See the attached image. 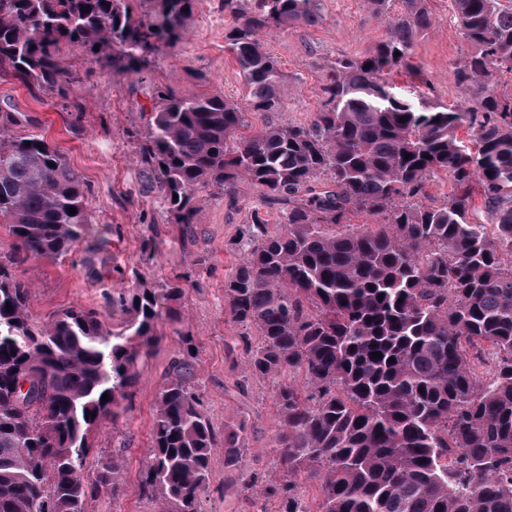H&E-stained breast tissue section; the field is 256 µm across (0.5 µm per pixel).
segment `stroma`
<instances>
[{
  "mask_svg": "<svg viewBox=\"0 0 512 512\" xmlns=\"http://www.w3.org/2000/svg\"><path fill=\"white\" fill-rule=\"evenodd\" d=\"M426 6L433 26L418 39L414 52L421 90L446 105L463 103L466 92L457 70L469 46L450 0H427ZM318 15L310 27L263 33L266 51L284 74V108L273 115L247 111L244 134L255 133L270 121L310 123L325 106L322 87L338 60L367 54L387 31L385 21L370 13L364 0H319ZM231 24L224 0H198L184 40L165 49L155 67L128 78L113 76L81 52L65 51V61L77 70L78 80L64 98L0 76V108L25 113L33 131L65 153L84 180L94 218L79 257L54 263L30 260L15 266L13 273L31 289L35 318L43 321L79 304L102 310L115 326L123 324L126 315L106 305L111 289L138 276L150 282L179 277L184 289L183 329L199 348L195 387L217 434L209 488L200 508L274 512L273 502L248 496L243 482L229 479L224 469L225 427L247 421L245 456L250 470L260 476L277 470L271 441L278 430L271 384L252 377L237 346L245 330L225 310L224 279L237 263L226 246L254 207L263 206L272 224L280 223L281 212L264 205L261 189L243 180L234 198L204 194L200 223L182 229L170 222L156 176L136 156L157 88L186 95L206 86L222 92L228 101L243 102L245 87L238 67L224 50V30ZM177 353L176 338L164 337L142 365L138 390L125 401L116 424L99 429L92 454L117 456L124 479L114 491L89 498L86 512H159L158 501L140 495L138 479L150 446L156 392Z\"/></svg>",
  "mask_w": 512,
  "mask_h": 512,
  "instance_id": "obj_1",
  "label": "stroma"
}]
</instances>
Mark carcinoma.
Instances as JSON below:
<instances>
[{
	"mask_svg": "<svg viewBox=\"0 0 512 512\" xmlns=\"http://www.w3.org/2000/svg\"><path fill=\"white\" fill-rule=\"evenodd\" d=\"M197 2L0 0V75L63 97L66 47L115 76L143 72L184 39ZM317 2L224 0L234 19L224 49L251 110L283 108V73L260 34L315 25ZM391 2L366 0L389 18L386 35L336 63L312 123L240 136L245 112L223 93L159 88L138 151L173 224L199 223L198 192L231 197L241 179L285 217L273 231L252 212L229 243L240 258L224 279L229 318L257 331L255 343L241 337L243 354L253 377L272 379L280 420L277 471L248 489L276 512H310L307 481L320 490L317 512H512V96L493 82L512 75V0H453L471 45L457 72L467 104L457 107L392 82L419 75L415 40L432 18L426 0H400L393 16ZM29 124L0 111L10 237L0 245V512H84L88 497L116 487L118 460L92 465L88 448L136 393L163 328L181 357L156 394L138 490L163 512H200L215 433L195 390L196 344L182 331L184 288L169 279L112 289L109 302L128 313L117 329L83 305L33 319L31 289L12 266L75 252L93 220L64 153L40 133H17ZM441 174L453 189L437 204L427 186ZM477 198L491 223L472 220ZM357 213L377 223L354 224ZM473 359L490 372L477 375ZM246 427L224 428L233 473L248 465Z\"/></svg>",
	"mask_w": 512,
	"mask_h": 512,
	"instance_id": "obj_1",
	"label": "carcinoma"
}]
</instances>
